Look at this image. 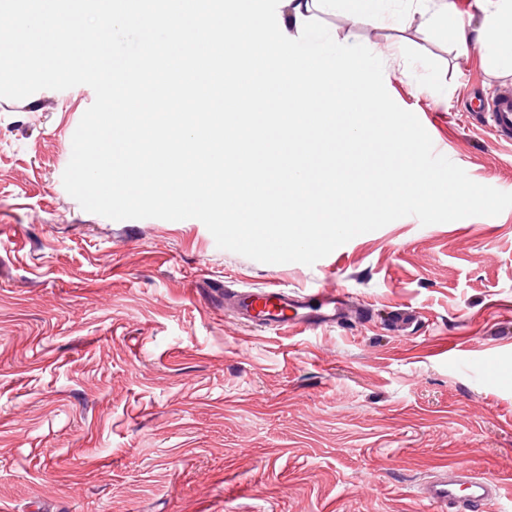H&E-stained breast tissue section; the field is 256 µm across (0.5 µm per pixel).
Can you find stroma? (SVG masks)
<instances>
[{"label": "stroma", "mask_w": 512, "mask_h": 512, "mask_svg": "<svg viewBox=\"0 0 512 512\" xmlns=\"http://www.w3.org/2000/svg\"><path fill=\"white\" fill-rule=\"evenodd\" d=\"M379 56L436 153L512 192V144L466 93L512 91L478 50L321 15ZM86 85L0 98V512H444L420 494L462 466L512 494V208L413 216L315 264L217 247L196 219L114 221L62 174ZM343 290L362 323L257 328L214 288ZM416 323L394 331L388 312Z\"/></svg>", "instance_id": "35a3bbf8"}]
</instances>
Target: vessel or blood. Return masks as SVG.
I'll list each match as a JSON object with an SVG mask.
<instances>
[{
    "label": "vessel or blood",
    "mask_w": 512,
    "mask_h": 512,
    "mask_svg": "<svg viewBox=\"0 0 512 512\" xmlns=\"http://www.w3.org/2000/svg\"><path fill=\"white\" fill-rule=\"evenodd\" d=\"M474 106L484 111L486 123L496 136L512 137V94H501L489 101L478 95ZM224 300L236 308L244 321L261 327L292 325L308 330L336 326L366 315L337 289L324 288L311 296H299L284 288L258 292L228 288ZM421 493L425 499L447 507L448 512H485L487 505L499 502L501 486L495 480L451 467L425 482Z\"/></svg>",
    "instance_id": "obj_1"
}]
</instances>
